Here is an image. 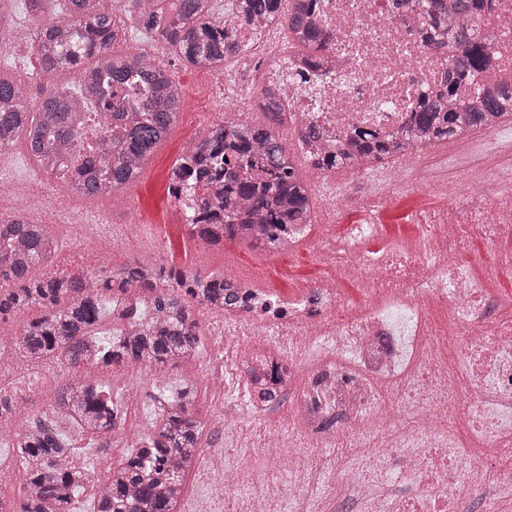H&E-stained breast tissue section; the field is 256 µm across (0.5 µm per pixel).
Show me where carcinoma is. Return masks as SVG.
<instances>
[{
  "instance_id": "1",
  "label": "carcinoma",
  "mask_w": 512,
  "mask_h": 512,
  "mask_svg": "<svg viewBox=\"0 0 512 512\" xmlns=\"http://www.w3.org/2000/svg\"><path fill=\"white\" fill-rule=\"evenodd\" d=\"M46 0H25L34 24L36 59L50 75L76 72L78 88L53 87L42 94L36 111L19 78L0 74V152L24 138L27 151L42 170L70 193L88 200L134 182L154 149L171 133L181 109L182 90L167 67L142 52H114L125 31L110 0H65L68 17L50 26L43 21ZM145 32L161 34L187 65L201 69L222 65L242 52L237 30L224 26L212 0H134ZM428 40L448 50L445 81L421 97L412 121L398 134L380 138L366 131L336 140V150L315 153L306 146L321 135L300 131L302 158L316 169L358 170L369 162L404 154L496 125L512 117V91L484 93L475 102L460 99L474 76L487 72L479 18L486 0H416ZM309 5L301 0H235V16L250 24L253 35L282 17L288 38L320 56L325 31L309 24ZM17 30L0 0V48L10 47ZM178 181L170 194L179 202L192 233L211 245L239 239L277 252L295 244L292 224L311 223L310 187L296 173V163L273 130L246 122H212L200 142L171 168ZM55 254V239L42 224L24 217H0V319L39 309L12 342L17 357L43 363L50 357L73 369L96 363L147 367L194 355L199 344L196 306L236 308L248 295L220 275L200 276L155 264L134 262L97 277L85 273L32 277V270ZM147 289L148 309L129 306L121 317L128 328L109 341L99 337L104 298L116 292ZM251 380V403L275 398L270 373ZM195 394L186 387L159 397L153 433L140 447L109 470L95 493L94 512H176L184 493V476L197 465L203 423ZM56 406L82 435L106 438L115 426L114 404L103 391L73 379L56 392ZM29 490L8 499L12 512H72L74 498L85 489L86 470L69 465L73 449L53 425L40 420L15 433Z\"/></svg>"
}]
</instances>
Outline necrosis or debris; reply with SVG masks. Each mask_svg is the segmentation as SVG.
Segmentation results:
<instances>
[{
  "label": "necrosis or debris",
  "instance_id": "1",
  "mask_svg": "<svg viewBox=\"0 0 512 512\" xmlns=\"http://www.w3.org/2000/svg\"><path fill=\"white\" fill-rule=\"evenodd\" d=\"M309 15L326 27L323 57H276L263 71L261 84L275 90L285 118L277 133L317 126L321 151L357 130L395 133L446 72L412 0H314ZM482 27L493 75L511 83L512 0H492ZM362 174L384 194L474 200L471 219L461 223L450 207L434 212L412 247L369 249L374 224L353 226L343 242L315 241L320 255L365 282L369 305L343 301L322 282L278 300L277 313L225 317L215 337L224 354L219 398L249 381L243 357L254 347L277 336L300 345L298 357L276 359V400L288 406L290 430L236 463L214 450L202 460L225 496L244 501L243 512H279L266 463L289 478V512H307L317 476L301 469L302 459L348 447L356 460L322 475L336 512H499L498 491L512 489V469L498 466L512 453V298L493 293L457 257L478 237L512 264V150L474 157L458 177L437 178L421 151ZM434 306L446 314L438 331Z\"/></svg>",
  "mask_w": 512,
  "mask_h": 512
}]
</instances>
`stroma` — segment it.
Here are the masks:
<instances>
[{
	"label": "stroma",
	"instance_id": "stroma-1",
	"mask_svg": "<svg viewBox=\"0 0 512 512\" xmlns=\"http://www.w3.org/2000/svg\"><path fill=\"white\" fill-rule=\"evenodd\" d=\"M274 39L278 40L282 53H294L287 30L282 29L276 36L254 39L244 52L226 61V68L235 75L239 92H250L260 83L261 73L255 60L267 56ZM162 62L182 87L183 102L172 133L148 163L151 183L137 208L129 207L130 192L125 187L116 190L112 200H84L75 207L61 199L40 197L34 182L43 171L19 143L0 152V201L24 202V216L31 222L46 225L55 236L60 235L65 225L82 222L91 215L101 216L102 224L93 226L92 232L100 239L103 263L115 269L136 260L203 276L254 280L276 298L330 280L336 282L345 298L368 300V293L357 280L340 277L335 265L317 259L310 247L311 239L318 236L341 239L352 224L370 217L379 226L381 241L408 245L420 236L422 217L439 209L440 201L424 192L410 190L371 204L367 201L370 186L364 177L340 171L336 177L346 182L348 198L332 206L321 201L313 203L309 238L293 249L272 253L230 239L218 246L209 245L193 235L185 223L169 193L168 173L190 144L201 136L205 123L223 117L224 81L220 76L186 66L169 46L163 49ZM462 260L476 275L487 278L489 288L512 295V267L499 266L495 250L484 240L472 239ZM212 322V316L203 317L194 356L152 366V377L143 382L139 395L154 409L160 394L192 387L197 394L195 411L205 424L202 447L233 455L241 446L260 447L272 432L287 433L288 410L282 406L264 414L249 415L239 437L234 440L227 437L220 418L221 405L213 396V380L218 376L220 363L210 355Z\"/></svg>",
	"mask_w": 512,
	"mask_h": 512
}]
</instances>
